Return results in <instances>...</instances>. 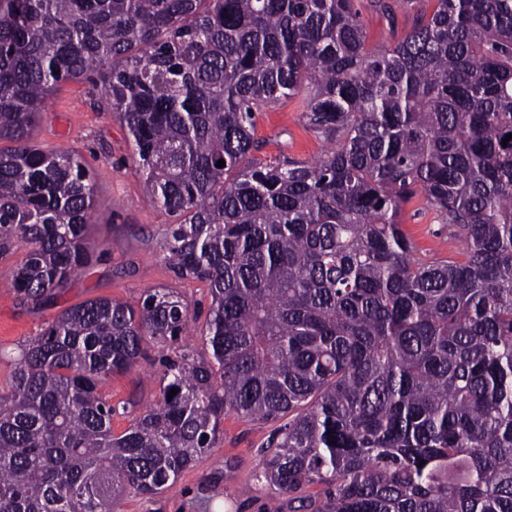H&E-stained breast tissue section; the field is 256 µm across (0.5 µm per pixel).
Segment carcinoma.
Returning <instances> with one entry per match:
<instances>
[{
    "mask_svg": "<svg viewBox=\"0 0 512 512\" xmlns=\"http://www.w3.org/2000/svg\"><path fill=\"white\" fill-rule=\"evenodd\" d=\"M407 2L411 29L370 48L358 0H0L10 288L41 307L88 264L96 184L32 138L58 84L94 79L171 217L164 259L210 297L206 356L170 288L19 345L0 512L159 495L230 413L288 418L256 472L288 512H512V0ZM298 98L330 149L254 157L256 113ZM418 196L463 259L417 256L399 214ZM149 341L160 396L117 434L103 389Z\"/></svg>",
    "mask_w": 512,
    "mask_h": 512,
    "instance_id": "obj_1",
    "label": "carcinoma"
}]
</instances>
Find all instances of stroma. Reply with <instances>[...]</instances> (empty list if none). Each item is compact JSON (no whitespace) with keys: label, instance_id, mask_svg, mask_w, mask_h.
<instances>
[{"label":"stroma","instance_id":"stroma-1","mask_svg":"<svg viewBox=\"0 0 512 512\" xmlns=\"http://www.w3.org/2000/svg\"><path fill=\"white\" fill-rule=\"evenodd\" d=\"M413 17L408 8L397 9L390 17L366 6L362 23L368 45L376 47L404 35ZM255 137L262 160L284 155L310 161L326 148L307 128L302 112L288 102L258 113ZM35 141L79 154L96 182V207L88 228L89 263L55 302L35 308L18 300L9 286L24 250L0 258V373L7 370L20 343L40 333L63 309L88 299L109 297L134 305L148 289L170 288L190 311L205 317L210 299L204 283L176 278L163 260L161 242L170 218L147 197L128 131L102 103L99 90L89 82L61 83L41 113ZM400 222L426 260L458 256L461 241L434 214L420 211L417 203L404 207ZM160 376L159 348L151 344L145 359L112 377L106 391L119 408L133 401L143 409L156 401ZM274 429L270 421L226 416L223 440L176 483L152 498L125 493L116 512H288L284 498L255 479L259 450Z\"/></svg>","mask_w":512,"mask_h":512}]
</instances>
